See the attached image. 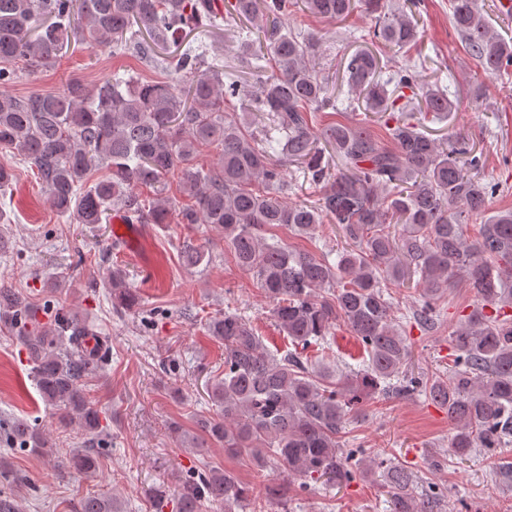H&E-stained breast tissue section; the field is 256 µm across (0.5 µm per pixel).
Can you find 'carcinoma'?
<instances>
[{
    "instance_id": "carcinoma-1",
    "label": "carcinoma",
    "mask_w": 512,
    "mask_h": 512,
    "mask_svg": "<svg viewBox=\"0 0 512 512\" xmlns=\"http://www.w3.org/2000/svg\"><path fill=\"white\" fill-rule=\"evenodd\" d=\"M217 2L0 0V151L30 165L57 215L72 224H103L115 211L131 224L220 230L237 265L273 302L276 326L294 347L281 358L266 352L240 314L224 311L209 320L208 335L224 343V377L207 388L220 415L199 422L206 439L192 437V448L216 442L259 467L273 461L288 469V479L266 487L282 503L295 484L342 485L355 474L378 473L390 488L389 512H435V497L419 490L412 470L381 457L358 459L342 438L374 395L422 393L448 411V448L457 459L512 447V210L486 216L499 186L477 176L482 155L452 134L422 131L416 114L456 110L447 92L422 83L412 64L380 80L382 49L402 52L416 42L417 23L405 11L388 9L384 0H303L304 10L324 21L342 22L357 10L370 19L371 46L347 58L345 73L363 111L402 113L389 128L394 146L388 148L362 118L317 125L318 114L339 111L338 97L329 92L331 64L316 68L319 45L285 26L292 0H234L221 11ZM450 9L483 71L512 73V42L490 26L477 0H450ZM243 20L255 24L266 54L238 26ZM221 30L241 41L240 62L256 91L224 83V69L206 58L207 45L191 41L197 32ZM74 43L131 51L171 79L116 74L23 98L2 90L17 78L19 62L50 67ZM392 82L412 96L390 95ZM234 99L240 114L230 118L224 105ZM204 145L219 148L217 166L208 171L194 164ZM328 149L336 157L334 176L322 164ZM290 166L319 187L314 201L285 198ZM102 168L107 174L89 182ZM176 170L187 203L166 194ZM142 188L155 194L152 205L141 198ZM476 222L471 239L467 228ZM279 225L310 238L328 225L346 245L336 247L332 264L326 255L267 242L266 229ZM125 277L111 269L106 287L115 305L129 311L138 298ZM458 279L476 303L449 333L448 374L408 375L411 351L399 328L405 314L390 290L418 289L413 319L431 329L442 294ZM40 311L16 289L0 288V327L25 349L42 399L64 423L76 422L99 440L103 411L83 387L100 370L109 337L76 313L61 311L42 323ZM338 320L360 340L368 361L357 371H315L306 351ZM3 439L13 448L52 446L24 419L5 424ZM99 465L92 448L61 462L84 474ZM246 498L233 476L204 464L182 483L177 507L201 512L205 503H222L233 512ZM120 508L107 494L80 502V512Z\"/></svg>"
}]
</instances>
